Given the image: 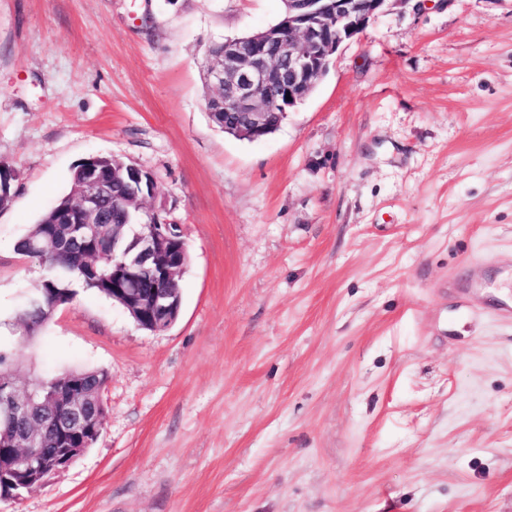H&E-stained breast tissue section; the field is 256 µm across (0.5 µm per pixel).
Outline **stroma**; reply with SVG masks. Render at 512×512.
Returning a JSON list of instances; mask_svg holds the SVG:
<instances>
[{"label":"stroma","mask_w":512,"mask_h":512,"mask_svg":"<svg viewBox=\"0 0 512 512\" xmlns=\"http://www.w3.org/2000/svg\"><path fill=\"white\" fill-rule=\"evenodd\" d=\"M283 9L0 0V352L108 375L94 444L0 512H512V0H388L275 133L224 134L208 52ZM95 154L160 181L181 314L82 288L21 342L15 245Z\"/></svg>","instance_id":"stroma-1"}]
</instances>
